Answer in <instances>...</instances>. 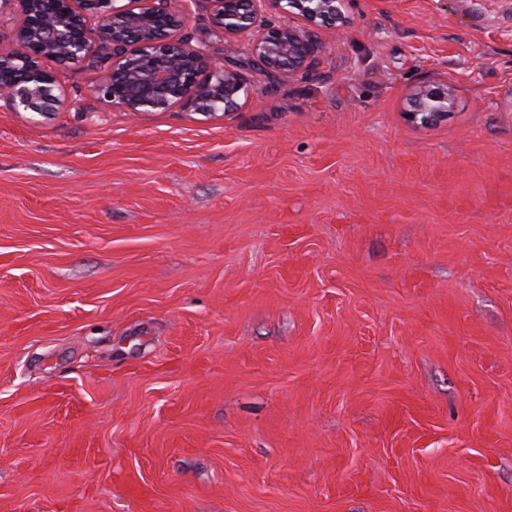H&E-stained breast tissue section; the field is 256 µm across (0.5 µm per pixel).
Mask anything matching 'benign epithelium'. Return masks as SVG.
I'll use <instances>...</instances> for the list:
<instances>
[{"label": "benign epithelium", "mask_w": 512, "mask_h": 512, "mask_svg": "<svg viewBox=\"0 0 512 512\" xmlns=\"http://www.w3.org/2000/svg\"><path fill=\"white\" fill-rule=\"evenodd\" d=\"M17 2L11 46L0 49V96L16 112L47 115L62 105L47 60L81 64L110 51L91 91L133 115L166 111L229 114L249 97L246 73L213 61L184 33L190 5L209 4L211 24L227 46L248 37L246 52L261 71L294 77L308 71L321 48L318 31L350 24L347 0H3ZM448 89L416 92L413 122L448 117Z\"/></svg>", "instance_id": "obj_1"}]
</instances>
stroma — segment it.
Wrapping results in <instances>:
<instances>
[{"mask_svg":"<svg viewBox=\"0 0 512 512\" xmlns=\"http://www.w3.org/2000/svg\"><path fill=\"white\" fill-rule=\"evenodd\" d=\"M347 11L229 115L0 98V512H512V0ZM448 104L447 88L425 87L413 95L407 115L412 122L438 121L448 117Z\"/></svg>","mask_w":512,"mask_h":512,"instance_id":"35a3bbf8","label":"stroma"}]
</instances>
